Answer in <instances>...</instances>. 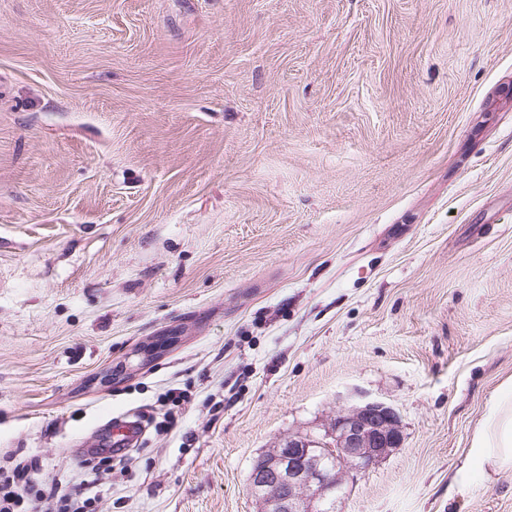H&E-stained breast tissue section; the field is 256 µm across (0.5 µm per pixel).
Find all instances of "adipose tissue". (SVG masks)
Returning <instances> with one entry per match:
<instances>
[{"label":"adipose tissue","mask_w":512,"mask_h":512,"mask_svg":"<svg viewBox=\"0 0 512 512\" xmlns=\"http://www.w3.org/2000/svg\"><path fill=\"white\" fill-rule=\"evenodd\" d=\"M512 469V377L491 396L485 418L474 431L465 473Z\"/></svg>","instance_id":"ef3b65f1"}]
</instances>
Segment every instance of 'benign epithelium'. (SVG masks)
<instances>
[{
	"instance_id": "benign-epithelium-1",
	"label": "benign epithelium",
	"mask_w": 512,
	"mask_h": 512,
	"mask_svg": "<svg viewBox=\"0 0 512 512\" xmlns=\"http://www.w3.org/2000/svg\"><path fill=\"white\" fill-rule=\"evenodd\" d=\"M402 443L395 411L366 403L337 413L321 436H290L259 456L249 484L264 492L263 512H324L331 496L343 494V469L365 472Z\"/></svg>"
}]
</instances>
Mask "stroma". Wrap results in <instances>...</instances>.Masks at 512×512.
Wrapping results in <instances>:
<instances>
[{"label": "stroma", "instance_id": "35a3bbf8", "mask_svg": "<svg viewBox=\"0 0 512 512\" xmlns=\"http://www.w3.org/2000/svg\"><path fill=\"white\" fill-rule=\"evenodd\" d=\"M510 376L512 0H0V465L124 416L95 512H260L256 457L380 402L338 512H512L458 476Z\"/></svg>", "mask_w": 512, "mask_h": 512}]
</instances>
